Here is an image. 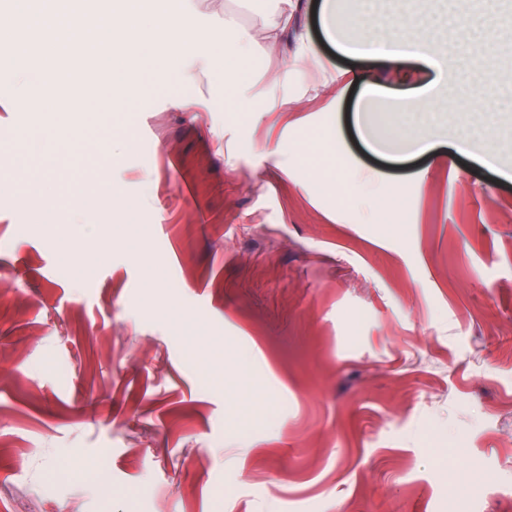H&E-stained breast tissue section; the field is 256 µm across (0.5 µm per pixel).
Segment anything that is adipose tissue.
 <instances>
[{
	"label": "adipose tissue",
	"instance_id": "adipose-tissue-1",
	"mask_svg": "<svg viewBox=\"0 0 512 512\" xmlns=\"http://www.w3.org/2000/svg\"><path fill=\"white\" fill-rule=\"evenodd\" d=\"M259 29L224 21L225 83L234 82L258 52H280L287 43H295V62L312 60L309 30L300 28L301 15L316 14L324 37L345 55L369 58L377 66L400 69L420 63L436 72V79L426 83L416 94L391 98L382 115L368 118L367 127L388 125L391 137L404 151L429 150L440 135L436 115L457 113V132L453 145L460 155L473 153L472 144L481 131L486 116L480 106L467 103L453 93L461 68L449 53L445 42L431 39L415 11L395 12L385 20L375 7V0H273Z\"/></svg>",
	"mask_w": 512,
	"mask_h": 512
}]
</instances>
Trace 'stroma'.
Instances as JSON below:
<instances>
[{
    "label": "stroma",
    "instance_id": "obj_1",
    "mask_svg": "<svg viewBox=\"0 0 512 512\" xmlns=\"http://www.w3.org/2000/svg\"><path fill=\"white\" fill-rule=\"evenodd\" d=\"M269 7L200 0L211 67L180 82L186 40L97 159L0 83V512H512V181L446 139L369 151L347 73L389 96L433 73L343 55L312 16L322 68L260 59L252 111H225L224 17ZM465 8L489 10L431 32L491 110L502 52L472 61Z\"/></svg>",
    "mask_w": 512,
    "mask_h": 512
}]
</instances>
